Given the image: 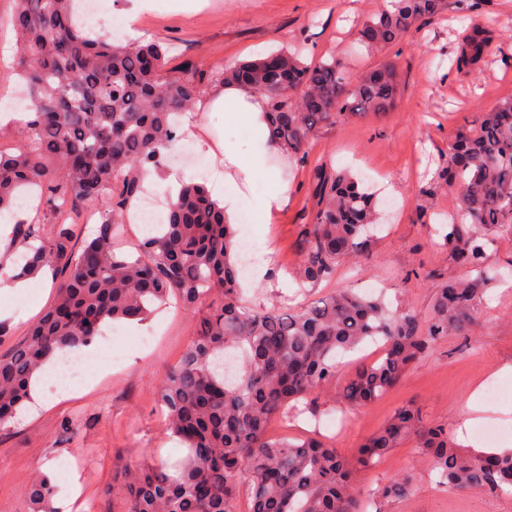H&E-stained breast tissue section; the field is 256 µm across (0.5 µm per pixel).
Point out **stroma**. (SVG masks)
<instances>
[{
  "label": "stroma",
  "instance_id": "obj_1",
  "mask_svg": "<svg viewBox=\"0 0 512 512\" xmlns=\"http://www.w3.org/2000/svg\"><path fill=\"white\" fill-rule=\"evenodd\" d=\"M187 2L100 0V6L120 21L135 16L134 37L172 44L170 66L175 71L187 58L208 72L303 40L308 63L336 57L349 82L387 62L400 77L398 98L389 112L321 125L304 158L291 161L267 152L264 172L248 182L236 167L225 164L224 146L233 144L245 162L262 145L263 135L224 111L201 106L188 114L197 147L217 173L208 179V188L216 198L240 191L245 221L239 232L251 235L256 257L268 267L266 275L250 282L249 301L260 307L301 306L339 288L371 289L383 293L392 308L427 319L437 289L460 271L430 237L431 228L455 209V197L443 191L427 198L423 190L455 134L512 97V0H474L468 13L446 0L434 17L378 53L359 46L357 32L383 0H197L191 10ZM13 7V0H0V101L11 99L18 89L12 66ZM474 22L491 30L492 50L481 65L456 69L454 49ZM323 169H347L360 176L376 191L389 219L368 243L371 260L362 270L339 264L330 280L301 291L291 275L313 222L317 175ZM273 173L287 181L288 199L266 220L255 202L268 192ZM206 309L203 303L193 311L158 305L137 328L106 326L95 338L98 353L85 364L82 381L56 376L25 420L0 427V512H31L29 478L71 458L82 463L80 496L94 503L95 512H126L125 495L112 484L117 470L183 457L184 448L168 437L153 393L165 368L188 348L195 322ZM478 322L471 339H437L394 390L366 406L345 403L343 387L353 371L345 366L304 404L301 418L274 420L271 435L299 436L315 425L332 446L349 455L408 404L419 408L425 422L455 425L472 391L489 383L500 384L504 397L486 404L484 421L511 424L512 376L501 369L512 365V285L502 283L485 294ZM341 415L347 426L329 429V422ZM65 421L71 424L67 433L61 430ZM405 473L413 478L411 494L376 498L372 512H512V497L440 490L430 464L410 441L358 471L356 486L375 494Z\"/></svg>",
  "mask_w": 512,
  "mask_h": 512
}]
</instances>
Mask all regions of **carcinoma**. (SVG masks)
<instances>
[{
  "label": "carcinoma",
  "instance_id": "cac0c4a2",
  "mask_svg": "<svg viewBox=\"0 0 512 512\" xmlns=\"http://www.w3.org/2000/svg\"><path fill=\"white\" fill-rule=\"evenodd\" d=\"M441 0H387L359 31L361 45L379 52L433 17ZM14 66L28 105L22 141L0 149V213L36 193L40 225L19 219L13 235L23 251L13 276L50 271L56 296L26 340L0 353V426L31 399V380L52 359L79 351L107 321H143L174 297L193 310L208 295L222 300L198 319L179 362L154 391L166 429L187 450L171 466L150 463L125 472L127 512H366L353 488L356 466L368 467L406 440L427 459L437 485L454 491L512 490V449L464 451L443 424L426 425L410 406L398 409L350 460L319 436L269 435L288 406L336 377L346 355L374 344L382 353L348 379L343 396L365 406L400 382L440 336L475 333L477 310L497 280L485 260L494 228L512 224V98L481 113L448 145L445 162L423 193L456 194L443 235L449 260L463 276L443 285L422 324L393 311L379 296L339 288L303 307L256 308L241 296V245L224 207L198 182L169 196L161 229H150L131 256L114 246L147 175L164 169L162 156L178 141V118L200 98L198 66L168 68L171 46L157 40H117L86 26L74 0H15ZM487 28L471 27L456 47L461 67L489 53ZM234 83L265 101L268 141L291 157L305 155L321 123L383 112L395 103L398 73L387 64L347 87L334 58L305 61L303 45L222 68L209 76ZM98 205L91 238L77 239L82 210ZM382 213L359 180L345 172L321 175L311 231L297 266L300 284L331 278L365 250ZM412 482L400 476L376 495L405 498ZM56 486L39 473L28 485L33 512H56Z\"/></svg>",
  "mask_w": 512,
  "mask_h": 512
}]
</instances>
